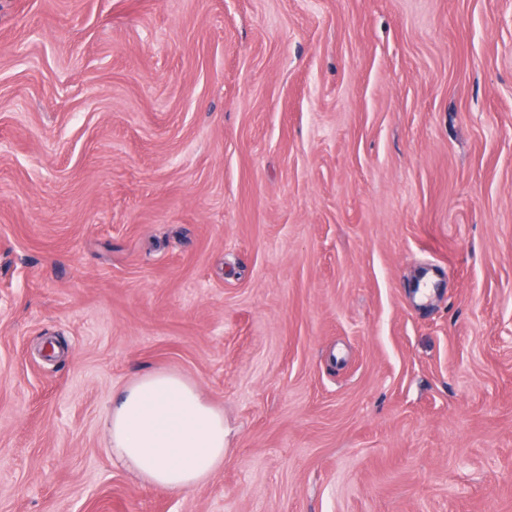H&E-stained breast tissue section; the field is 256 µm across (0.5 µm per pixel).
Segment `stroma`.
<instances>
[{"label": "stroma", "mask_w": 512, "mask_h": 512, "mask_svg": "<svg viewBox=\"0 0 512 512\" xmlns=\"http://www.w3.org/2000/svg\"><path fill=\"white\" fill-rule=\"evenodd\" d=\"M0 512H512V0H0ZM105 425L112 457L149 485L184 491L224 465V413L180 375L139 377L112 396Z\"/></svg>", "instance_id": "35a3bbf8"}]
</instances>
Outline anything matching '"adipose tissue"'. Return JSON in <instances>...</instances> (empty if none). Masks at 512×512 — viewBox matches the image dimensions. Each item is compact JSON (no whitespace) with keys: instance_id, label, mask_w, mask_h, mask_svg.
Wrapping results in <instances>:
<instances>
[{"instance_id":"ef3b65f1","label":"adipose tissue","mask_w":512,"mask_h":512,"mask_svg":"<svg viewBox=\"0 0 512 512\" xmlns=\"http://www.w3.org/2000/svg\"><path fill=\"white\" fill-rule=\"evenodd\" d=\"M117 463L149 485L180 492L224 464V414L190 380L143 375L112 399L105 416Z\"/></svg>"}]
</instances>
